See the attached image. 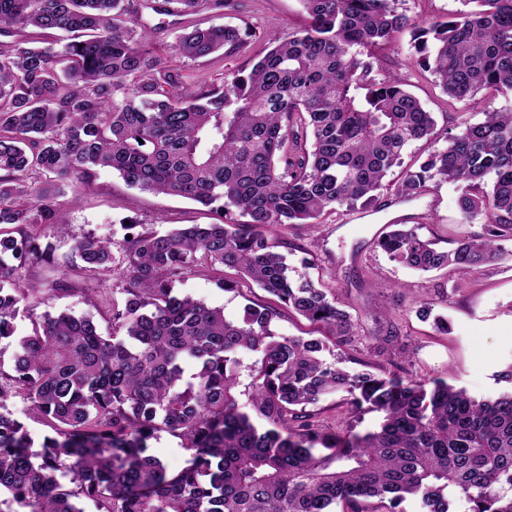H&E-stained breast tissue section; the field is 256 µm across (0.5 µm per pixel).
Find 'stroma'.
<instances>
[{
  "label": "stroma",
  "mask_w": 512,
  "mask_h": 512,
  "mask_svg": "<svg viewBox=\"0 0 512 512\" xmlns=\"http://www.w3.org/2000/svg\"><path fill=\"white\" fill-rule=\"evenodd\" d=\"M142 18L151 46L160 51L169 49L178 33L194 25L225 24L246 32L247 47L241 52L193 61L173 59L175 71L182 75L186 87L195 91L222 82L225 75L259 53L270 38L286 37L299 28L303 9L300 0H233L230 7H204L191 15L173 10L157 14L147 9ZM376 62L378 75L405 79L408 90L433 112L436 142L444 144L464 109L462 104H449L431 75L419 71L409 32L398 34L386 49L377 51ZM459 195L457 185L449 182L432 184L427 194L410 201L382 191L364 208L358 223L345 224L331 216L315 227L288 224L275 228V235L287 245L289 264L350 305L356 334L351 343L337 344L326 327L285 308L273 322L274 331L283 336L322 338L349 371L393 373L413 381L443 379L479 397L506 390L499 375L512 365V257L461 277L445 269L423 273L399 266L374 246L389 224L416 212L422 216L417 225L421 235L434 239L438 250L455 248L460 239L482 230L481 225L461 223ZM59 201L68 235L57 245L55 263L23 268L22 275L31 281L64 276L71 289L56 294L47 304L21 311L17 325L22 330L30 329L45 312L68 311L91 315L98 332H110V322L96 311L94 303L100 293L119 296L121 275L116 270L94 275L69 271L66 261L76 239L91 233L122 240L131 219L137 221L139 230L161 234L182 224H209L217 219L215 213L189 200L130 187L109 169L99 170L90 182H70ZM174 288L223 308L231 318L242 314L245 306L274 302L253 284L242 282L235 289H224L218 273L203 269L176 281ZM426 305L447 316L449 332H438L431 321L419 318V310ZM390 327L398 344L404 345L405 355L393 350L379 352V338ZM311 411L324 432L341 438L351 431H365L378 420L374 413L355 414L337 395L323 398Z\"/></svg>",
  "instance_id": "35a3bbf8"
}]
</instances>
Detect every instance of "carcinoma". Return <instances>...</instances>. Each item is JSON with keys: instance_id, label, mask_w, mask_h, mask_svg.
Instances as JSON below:
<instances>
[{"instance_id": "obj_1", "label": "carcinoma", "mask_w": 512, "mask_h": 512, "mask_svg": "<svg viewBox=\"0 0 512 512\" xmlns=\"http://www.w3.org/2000/svg\"><path fill=\"white\" fill-rule=\"evenodd\" d=\"M302 4V27L194 92L150 47L137 15L162 11L151 0H0V35L15 37L0 49V351L13 349L11 369L0 365V512H83V497L97 512H370L371 498L394 509L407 497L425 512H512V392L476 400L442 381L352 373L323 358L319 338L275 335L274 307L231 320L174 292L203 263L234 270L345 345L347 305L294 277L272 227L320 224L384 189L418 198L432 180L457 184L462 221L483 232L440 251L402 224L377 248L462 275L512 255V110L493 106L512 94V0H475L427 27L396 0ZM404 29L444 95L485 102L483 120L460 121L440 148L433 113L364 58ZM47 30L68 42L44 41ZM244 44L222 25L183 32L172 49L197 59ZM416 142L419 166L385 183ZM103 168L219 222L75 241L72 267L123 271L122 299L103 302L112 333L66 311L18 331L22 307L69 287L22 282L57 249L25 228L65 234L62 186ZM339 391L381 414L378 428L322 433L307 407ZM18 396L53 430L38 451L10 408ZM161 432L193 450L177 472L149 452Z\"/></svg>"}]
</instances>
